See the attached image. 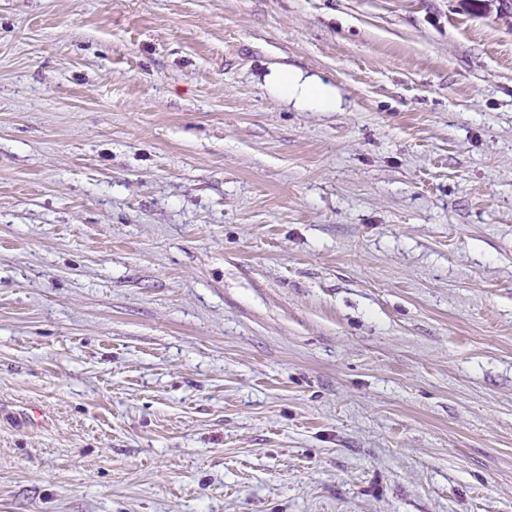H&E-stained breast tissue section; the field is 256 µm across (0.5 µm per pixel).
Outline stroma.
Instances as JSON below:
<instances>
[{"instance_id":"stroma-1","label":"stroma","mask_w":512,"mask_h":512,"mask_svg":"<svg viewBox=\"0 0 512 512\" xmlns=\"http://www.w3.org/2000/svg\"><path fill=\"white\" fill-rule=\"evenodd\" d=\"M0 512H512V0H0ZM273 90L280 99L293 101L298 106L315 107L323 111H335L339 106L336 91L296 71L276 74Z\"/></svg>"}]
</instances>
